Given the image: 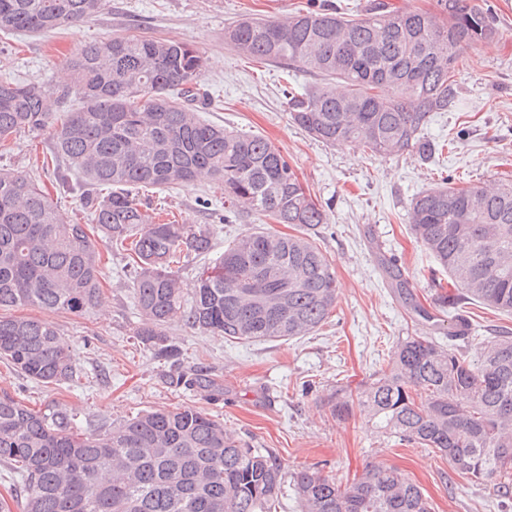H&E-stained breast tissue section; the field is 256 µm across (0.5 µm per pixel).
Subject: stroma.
<instances>
[{
	"label": "stroma",
	"instance_id": "stroma-1",
	"mask_svg": "<svg viewBox=\"0 0 512 512\" xmlns=\"http://www.w3.org/2000/svg\"><path fill=\"white\" fill-rule=\"evenodd\" d=\"M369 2L106 0L95 16L55 32L0 33V79L33 84L59 82L66 60L94 41L117 35L192 41L207 58L202 82L212 103L203 119L259 135L288 158L326 210L327 222L314 241L331 261L338 288L335 308L314 335L237 343L176 323L167 332L178 354L164 360L135 336L142 317L123 274L126 253L119 250L103 270V309L52 317L84 378L46 387L0 361V387L35 408L56 403L73 410L84 433L146 410L195 407L252 447L274 450L291 473L315 467L343 481L381 461L414 480L432 512H512L498 507L492 484L461 475L435 449L394 444L376 432L363 407L353 406L339 420L328 404L332 393L386 368L398 339L416 329L410 310L388 286L382 258L407 271L421 304L432 300L435 263L412 231L411 198L445 178L458 187L512 183V0H485L501 36L467 52L456 75L455 106L434 113L425 131L440 145L426 161L414 154L373 157L357 144L331 147L311 139L289 120L284 89L312 88L317 77L247 60L224 40L225 25L245 16L280 20L324 5L353 19ZM452 132L454 149H442ZM50 146L48 132L20 133L12 151L0 157V169L30 171ZM212 185L204 175L184 187L149 190L146 197L164 203L179 223L211 225L219 254L262 219L242 213L225 222L224 201L212 195ZM471 316L476 331L467 356L475 361L501 327L512 328V317L477 306ZM192 368L208 373L218 393L180 384L179 375Z\"/></svg>",
	"mask_w": 512,
	"mask_h": 512
}]
</instances>
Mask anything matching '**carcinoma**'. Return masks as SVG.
<instances>
[{"label": "carcinoma", "mask_w": 512, "mask_h": 512, "mask_svg": "<svg viewBox=\"0 0 512 512\" xmlns=\"http://www.w3.org/2000/svg\"><path fill=\"white\" fill-rule=\"evenodd\" d=\"M106 0H0V31H52L100 12ZM485 3L436 0L435 10L374 4L347 19L324 9L278 21L245 18L224 30L239 54L323 77L288 92L289 120L330 146L361 143L372 156L428 159L424 130L458 96L465 54L499 38ZM204 56L188 40L118 36L94 42L66 64L62 86L0 82V156L19 131L49 133L53 159L81 174L0 170V360L46 386L75 383L82 370L57 326L5 316L33 306L82 316L99 307L103 255L97 229L128 248L127 273L144 320L137 333L158 357L176 349L175 322L228 341L287 340L315 332L336 304V276L312 235L326 223L282 152L266 139L202 121L209 101ZM74 96L80 106L70 109ZM208 173L224 194V220L241 212L293 224L300 234L257 226L186 287L173 265L211 250L209 224L153 221L136 191L184 186ZM82 200L85 222L63 214L44 190ZM410 223L437 266L432 309L414 298L397 267L390 287L421 328L400 339L387 368L357 396L377 432L434 448L463 475L493 481L512 498V332L501 330L471 362L461 344L466 306L512 315V186H440L416 195ZM451 313L447 340L432 337ZM57 405L28 406L0 389V464L24 486L22 512H278L291 485L300 512H431L397 467L370 462L344 485L314 469L292 474L273 453L224 433L183 407L139 413L88 435Z\"/></svg>", "instance_id": "1"}]
</instances>
